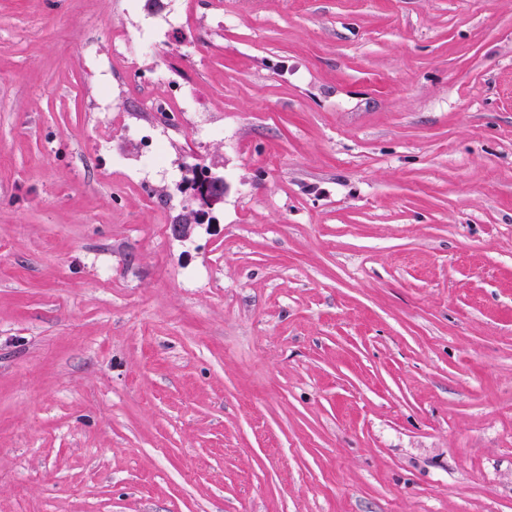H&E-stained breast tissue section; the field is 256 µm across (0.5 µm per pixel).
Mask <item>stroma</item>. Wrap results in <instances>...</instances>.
Listing matches in <instances>:
<instances>
[{
    "label": "stroma",
    "instance_id": "stroma-1",
    "mask_svg": "<svg viewBox=\"0 0 512 512\" xmlns=\"http://www.w3.org/2000/svg\"><path fill=\"white\" fill-rule=\"evenodd\" d=\"M182 3L0 0V512H512V0ZM171 150L175 151L176 147L156 124L148 123L143 127L140 151L147 158L149 164L154 165L166 161L169 156L173 157ZM223 179L213 176L210 172H206L203 177H197L196 184H192L193 200L191 206L197 205L198 209L192 208V215L195 224L208 216L209 210H212L217 204L221 203L224 199L222 191H215V187H222Z\"/></svg>",
    "mask_w": 512,
    "mask_h": 512
}]
</instances>
